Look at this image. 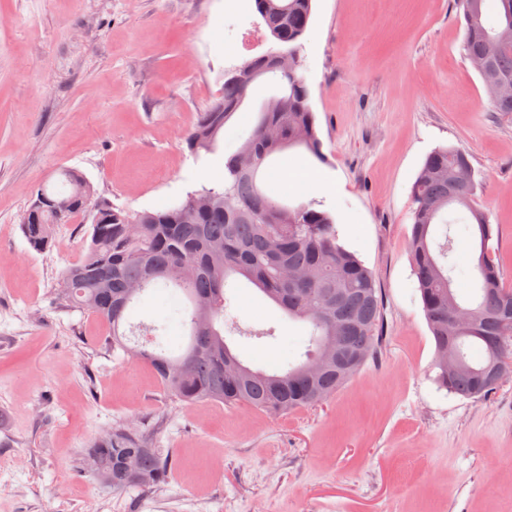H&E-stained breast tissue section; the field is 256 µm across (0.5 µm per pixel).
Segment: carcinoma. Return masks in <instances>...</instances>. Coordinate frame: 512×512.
<instances>
[{
  "label": "carcinoma",
  "instance_id": "cac0c4a2",
  "mask_svg": "<svg viewBox=\"0 0 512 512\" xmlns=\"http://www.w3.org/2000/svg\"><path fill=\"white\" fill-rule=\"evenodd\" d=\"M314 0H255L277 50L288 52V71L262 103L237 149L224 156L222 182L190 192L162 210L129 212L92 201L83 174L71 168L54 188L37 191L22 221V233L36 252L52 245L55 226L92 209L86 257L61 272V298L112 327L104 344L112 353L131 354L147 363L165 393L182 405L219 402L244 404L274 415L315 405L334 395L364 365L379 342L383 323L380 289L373 273L340 242L336 219L324 201L285 202L261 185L259 170L276 154L302 149L325 161L316 115L303 68L302 39ZM464 26V54L486 55L498 75L512 76V47L494 44L504 24L512 23V0H455ZM491 77L482 78L494 112H511L512 97L496 98ZM252 88L224 81V92L202 112L184 139L200 159L217 153L225 126L245 104ZM242 155L255 159L251 173L239 171ZM471 164L465 148L430 152L413 185L410 251L422 308L433 343L439 387L462 398H481L497 385L489 373L502 354L512 362V287L502 281L499 264L489 256L498 233L475 202L476 189L462 199L450 196L456 172ZM62 201L71 208L58 213ZM479 250L476 262L462 270L457 243ZM305 272L288 282L285 271ZM254 286L288 318L301 323L303 357H318L323 369L301 371L304 362L269 373L245 364L233 353L224 332L240 331L225 322L234 307L230 278ZM473 284L474 299L463 302L454 282ZM165 297V314L142 328L129 322L133 305L147 293ZM470 314L462 326L454 311ZM341 329H336V320ZM180 328L186 345L173 344L169 332ZM356 354L351 366H336V336ZM97 477L114 490H151L164 483L171 462L130 428L94 440Z\"/></svg>",
  "mask_w": 512,
  "mask_h": 512
}]
</instances>
